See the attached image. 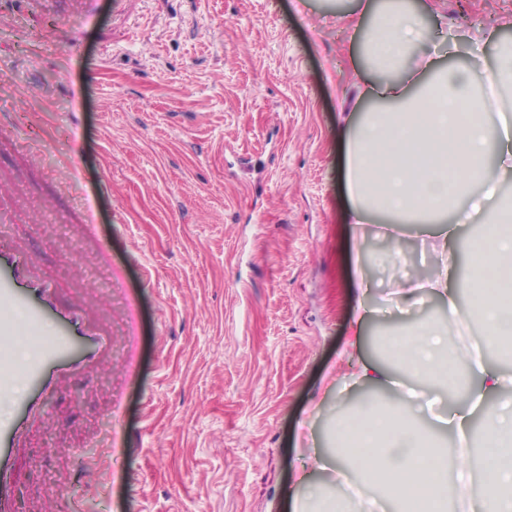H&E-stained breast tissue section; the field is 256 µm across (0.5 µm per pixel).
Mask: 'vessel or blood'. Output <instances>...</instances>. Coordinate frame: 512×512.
Wrapping results in <instances>:
<instances>
[{
  "label": "vessel or blood",
  "mask_w": 512,
  "mask_h": 512,
  "mask_svg": "<svg viewBox=\"0 0 512 512\" xmlns=\"http://www.w3.org/2000/svg\"><path fill=\"white\" fill-rule=\"evenodd\" d=\"M56 283L38 261L18 248L0 249V392H11L17 379L27 391L15 403V415L0 421V512H12L11 486L18 452L30 427L41 422L56 395L67 390L89 369L112 370V338L89 307L60 303ZM53 318L55 332L34 341L25 360H18L12 336L19 322L37 329ZM104 479L100 469H88L87 493L74 501L75 512H86L94 490Z\"/></svg>",
  "instance_id": "1"
}]
</instances>
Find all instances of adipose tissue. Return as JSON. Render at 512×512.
<instances>
[{"label":"adipose tissue","mask_w":512,"mask_h":512,"mask_svg":"<svg viewBox=\"0 0 512 512\" xmlns=\"http://www.w3.org/2000/svg\"><path fill=\"white\" fill-rule=\"evenodd\" d=\"M363 35L366 55H351L360 71L358 106L346 119L345 182L351 224L436 225L440 265L430 293L449 312L480 322L483 353L448 356L435 326L395 333L386 359L359 358L354 381L389 390L383 414L365 399L336 427V446L319 454L317 470L350 473L354 494L379 493L394 512H448L449 496L473 497L470 512H512V398L487 353L512 341V201L502 186L512 177V45L480 78L461 66L424 64L405 74L410 48L441 37L448 53L456 37L428 25L405 0H379ZM476 224L465 268L451 246L454 227ZM462 282L468 307L454 290ZM488 418L478 450L465 438L476 409ZM458 444L443 448L447 431ZM354 494L318 493L315 510L289 492L292 512H352Z\"/></svg>","instance_id":"ef3b65f1"}]
</instances>
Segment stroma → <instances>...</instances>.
Instances as JSON below:
<instances>
[{
    "instance_id": "1",
    "label": "stroma",
    "mask_w": 512,
    "mask_h": 512,
    "mask_svg": "<svg viewBox=\"0 0 512 512\" xmlns=\"http://www.w3.org/2000/svg\"><path fill=\"white\" fill-rule=\"evenodd\" d=\"M359 0H0V183L49 205L58 235L12 234L66 296L111 319L115 395L87 374L26 442L14 489L41 512L45 483L113 440L98 512H290L293 472L333 445L359 404L349 358L431 320L435 240L352 227L343 182ZM457 35L512 0H414ZM96 232L86 237V215ZM373 308L357 341L349 284ZM424 301L403 314L404 289ZM75 449L72 457L60 448Z\"/></svg>"
}]
</instances>
